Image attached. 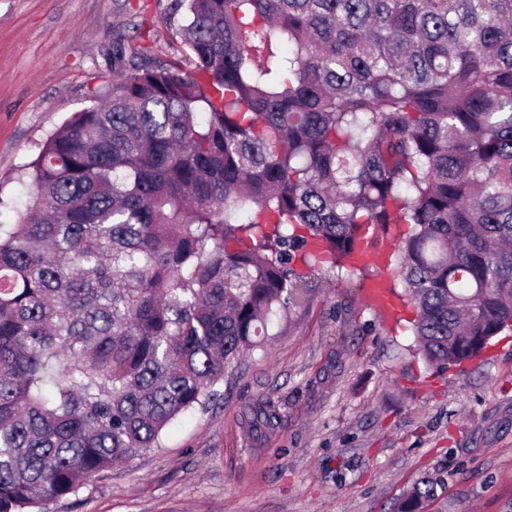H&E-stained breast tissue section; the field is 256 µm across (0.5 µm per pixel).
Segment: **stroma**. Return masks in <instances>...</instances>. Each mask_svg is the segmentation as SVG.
Wrapping results in <instances>:
<instances>
[{
    "label": "stroma",
    "mask_w": 512,
    "mask_h": 512,
    "mask_svg": "<svg viewBox=\"0 0 512 512\" xmlns=\"http://www.w3.org/2000/svg\"><path fill=\"white\" fill-rule=\"evenodd\" d=\"M173 0H0V225L31 199L39 144L112 79V41L173 59ZM312 288L264 349L224 375L220 398L173 421L161 445L87 482L53 512H512V332L483 361L443 370L414 351L361 276L312 267ZM271 407V426L253 423Z\"/></svg>",
    "instance_id": "35a3bbf8"
}]
</instances>
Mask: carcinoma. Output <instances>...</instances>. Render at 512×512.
<instances>
[{"label": "carcinoma", "mask_w": 512, "mask_h": 512, "mask_svg": "<svg viewBox=\"0 0 512 512\" xmlns=\"http://www.w3.org/2000/svg\"><path fill=\"white\" fill-rule=\"evenodd\" d=\"M185 61L125 35L0 227V512L160 446L364 227L432 367L512 331V0H175ZM434 496L425 480L399 504Z\"/></svg>", "instance_id": "cac0c4a2"}]
</instances>
